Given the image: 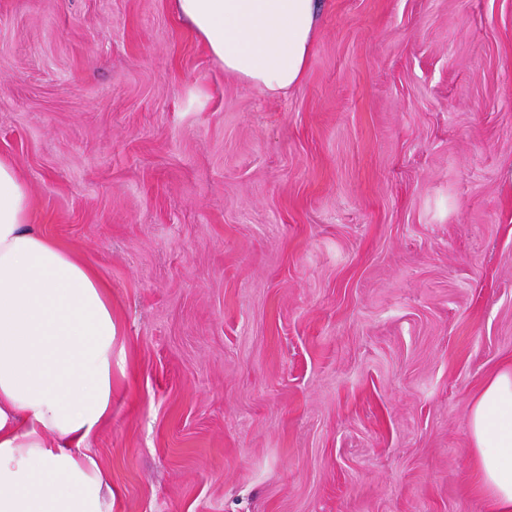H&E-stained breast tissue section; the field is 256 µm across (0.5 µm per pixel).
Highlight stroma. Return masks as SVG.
I'll return each mask as SVG.
<instances>
[{"label": "stroma", "mask_w": 512, "mask_h": 512, "mask_svg": "<svg viewBox=\"0 0 512 512\" xmlns=\"http://www.w3.org/2000/svg\"><path fill=\"white\" fill-rule=\"evenodd\" d=\"M0 156L112 291V512H483L512 0H322L281 97L169 0H0Z\"/></svg>", "instance_id": "stroma-1"}]
</instances>
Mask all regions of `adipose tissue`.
Returning a JSON list of instances; mask_svg holds the SVG:
<instances>
[{
  "mask_svg": "<svg viewBox=\"0 0 512 512\" xmlns=\"http://www.w3.org/2000/svg\"><path fill=\"white\" fill-rule=\"evenodd\" d=\"M170 4L225 73L270 96L302 83L319 0ZM30 206L0 158V512H112L88 446L112 418V296ZM467 425L486 512H512V363L484 380Z\"/></svg>",
  "mask_w": 512,
  "mask_h": 512,
  "instance_id": "ef3b65f1",
  "label": "adipose tissue"
}]
</instances>
